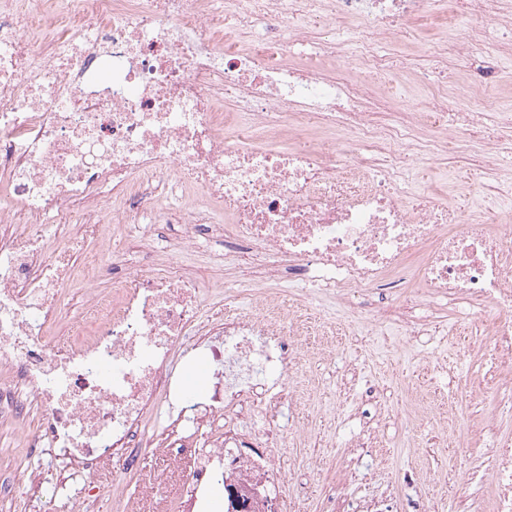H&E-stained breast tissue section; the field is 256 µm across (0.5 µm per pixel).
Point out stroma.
Here are the masks:
<instances>
[{"instance_id": "stroma-1", "label": "stroma", "mask_w": 512, "mask_h": 512, "mask_svg": "<svg viewBox=\"0 0 512 512\" xmlns=\"http://www.w3.org/2000/svg\"><path fill=\"white\" fill-rule=\"evenodd\" d=\"M418 188L433 189L460 204L470 201L467 175L455 156L430 157L410 173ZM285 308L300 311L309 323L339 327L336 344L321 347L314 335L302 338L304 368L289 380L291 390L305 393L306 404L284 402L287 482L274 502V512L290 504L306 512H353L359 502L386 501L398 512H481L472 471L490 475L488 464L470 459L459 447L447 413L426 412L434 363L458 361L470 385L490 389L500 368L489 349L471 347L475 326L468 307L426 297L414 303L416 319L438 327L428 359L417 360L402 348L404 337L394 327L374 347L360 343L361 309L344 306L321 291L284 297ZM375 426L379 448H350L348 439L365 437ZM52 456L24 457L10 423L0 424V479L15 469L53 473ZM191 463L173 461L169 452L148 448L131 473L102 472L90 501L91 512H156L184 494Z\"/></svg>"}]
</instances>
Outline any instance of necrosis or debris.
Returning a JSON list of instances; mask_svg holds the SVG:
<instances>
[{
  "mask_svg": "<svg viewBox=\"0 0 512 512\" xmlns=\"http://www.w3.org/2000/svg\"><path fill=\"white\" fill-rule=\"evenodd\" d=\"M0 0V418L23 433L28 455L55 449L65 469L130 472L144 416L160 406L188 425L223 422L193 460V492L235 484L266 512L285 482L272 430L277 398L260 381L298 368V315L238 301L260 283L288 281L345 298H384L375 322L406 318L416 293L479 301L471 317L501 365L512 417V219L502 209L449 207L432 190L396 183L425 157L476 145L464 167L473 188L499 174L505 107L493 90L512 59V0ZM447 18L458 39H426ZM406 73L426 59L480 94V111L431 91L414 112L375 117L389 47ZM178 226V250L224 246L238 287L224 312L192 265L149 261L95 292L105 264L132 238L151 250ZM80 284L91 304L83 329L61 336L62 298ZM196 357L212 373L204 400L187 397L175 363ZM38 422H31L32 410ZM464 447L491 463L490 512H512V435Z\"/></svg>",
  "mask_w": 512,
  "mask_h": 512,
  "instance_id": "necrosis-or-debris-1",
  "label": "necrosis or debris"
}]
</instances>
